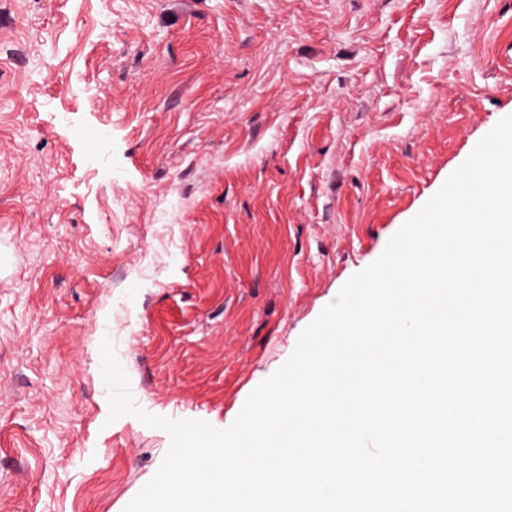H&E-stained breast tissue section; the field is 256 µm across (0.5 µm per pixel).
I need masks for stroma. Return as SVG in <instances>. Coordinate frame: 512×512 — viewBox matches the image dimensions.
Here are the masks:
<instances>
[{
    "label": "stroma",
    "mask_w": 512,
    "mask_h": 512,
    "mask_svg": "<svg viewBox=\"0 0 512 512\" xmlns=\"http://www.w3.org/2000/svg\"><path fill=\"white\" fill-rule=\"evenodd\" d=\"M512 115V0H0V512H123Z\"/></svg>",
    "instance_id": "1"
}]
</instances>
